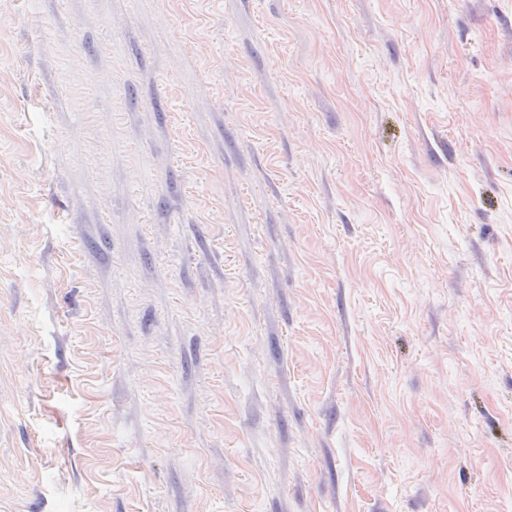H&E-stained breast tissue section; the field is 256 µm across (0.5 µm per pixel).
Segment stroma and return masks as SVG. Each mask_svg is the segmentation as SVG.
I'll return each instance as SVG.
<instances>
[{
    "mask_svg": "<svg viewBox=\"0 0 512 512\" xmlns=\"http://www.w3.org/2000/svg\"><path fill=\"white\" fill-rule=\"evenodd\" d=\"M0 512H512V0H0Z\"/></svg>",
    "mask_w": 512,
    "mask_h": 512,
    "instance_id": "35a3bbf8",
    "label": "stroma"
}]
</instances>
